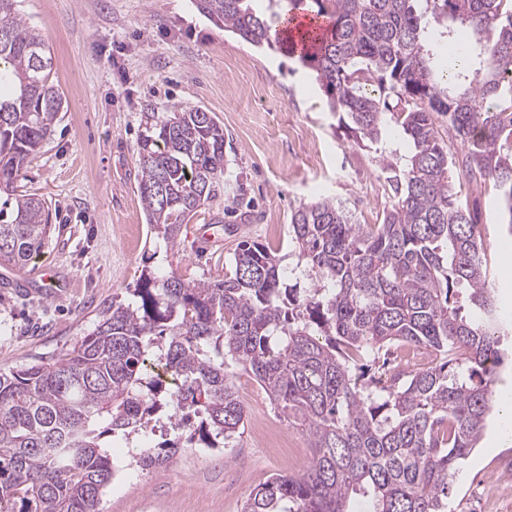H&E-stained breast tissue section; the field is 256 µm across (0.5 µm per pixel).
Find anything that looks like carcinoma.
<instances>
[{"label": "carcinoma", "mask_w": 512, "mask_h": 512, "mask_svg": "<svg viewBox=\"0 0 512 512\" xmlns=\"http://www.w3.org/2000/svg\"><path fill=\"white\" fill-rule=\"evenodd\" d=\"M214 24L261 47L294 44L250 0H196ZM314 0L327 27L300 54L330 111L357 145L383 155L390 131L410 143L395 200L362 224L321 198L290 217L281 255L239 241L221 280L185 281L145 268L133 300L112 297L72 349L0 370V512H99L116 474L105 437L169 423L186 447L242 437L246 406L234 372L251 373L271 404L301 421L311 460L275 474L241 512H456L454 481L493 411L499 337L512 330L478 225L454 197L455 165L439 127L464 151L461 171L492 186L512 232V0ZM448 16L441 63L421 32ZM44 36L0 0V264L24 265L51 230L46 202L17 182L62 108ZM138 193L168 247L227 172L224 126L199 106L149 115ZM435 365L389 384L357 370L399 347ZM179 444L144 448L136 464L168 462Z\"/></svg>", "instance_id": "obj_1"}]
</instances>
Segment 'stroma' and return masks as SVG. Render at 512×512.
I'll use <instances>...</instances> for the list:
<instances>
[{"mask_svg": "<svg viewBox=\"0 0 512 512\" xmlns=\"http://www.w3.org/2000/svg\"><path fill=\"white\" fill-rule=\"evenodd\" d=\"M27 23L47 39L52 79L64 99L50 135L20 178L23 191L51 205L52 228L34 262L59 271L55 295L0 287V369H18L72 349L90 333L99 307L126 298L142 270L186 280L223 278L236 244L249 238L287 250L300 204L329 197L360 223L378 222L394 194L370 149L356 145L310 69L279 49L256 47L224 31L195 0H21ZM269 89L258 97L260 89ZM200 106L224 126L228 182L181 228L167 248L150 232L137 185L138 143L146 115ZM458 201L477 217L501 302L512 310V234L500 222L496 192L456 181ZM222 240L223 250L203 239ZM235 387L247 407L245 432L227 448H183L169 463L137 467L113 449L121 470L100 512H238L241 501L274 474H296L311 456L305 431L289 424L243 370ZM512 443L496 419L469 458L458 485V512H482L481 494L499 484L512 512V482L500 483Z\"/></svg>", "mask_w": 512, "mask_h": 512, "instance_id": "stroma-1", "label": "stroma"}]
</instances>
